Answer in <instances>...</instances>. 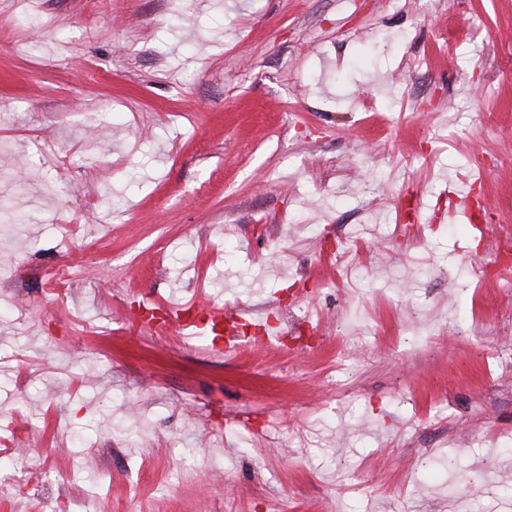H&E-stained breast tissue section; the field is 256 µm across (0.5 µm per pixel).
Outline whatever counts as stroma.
<instances>
[{
	"label": "stroma",
	"mask_w": 512,
	"mask_h": 512,
	"mask_svg": "<svg viewBox=\"0 0 512 512\" xmlns=\"http://www.w3.org/2000/svg\"><path fill=\"white\" fill-rule=\"evenodd\" d=\"M1 204L0 512H512V0H0ZM470 188L467 184H449L448 197L451 204L448 207V221L453 220L458 215L470 218ZM176 317L170 320L174 335L190 337L201 334L203 331L213 335L212 348L218 354L232 355L239 352L242 344L231 337L225 340L224 326L234 331L239 325L247 321L252 312L242 307H227L212 303L203 297H195L187 303L177 304L173 307ZM200 308L202 316L190 314Z\"/></svg>",
	"instance_id": "35a3bbf8"
}]
</instances>
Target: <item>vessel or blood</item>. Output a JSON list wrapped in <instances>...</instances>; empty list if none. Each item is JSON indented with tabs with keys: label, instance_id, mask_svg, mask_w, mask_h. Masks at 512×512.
<instances>
[{
	"label": "vessel or blood",
	"instance_id": "vessel-or-blood-1",
	"mask_svg": "<svg viewBox=\"0 0 512 512\" xmlns=\"http://www.w3.org/2000/svg\"><path fill=\"white\" fill-rule=\"evenodd\" d=\"M448 196L451 203L448 207L449 217L469 215L470 188L465 184H449ZM249 310L242 307H227L212 303L205 298L196 297L187 303L176 305L175 317L170 326L173 334L190 337L209 332L212 334V348L220 354L232 355L238 353L242 345L254 348H269L274 346L279 333L271 331L259 336L249 337L247 342H239L236 338H225V329H237L249 317Z\"/></svg>",
	"mask_w": 512,
	"mask_h": 512
}]
</instances>
